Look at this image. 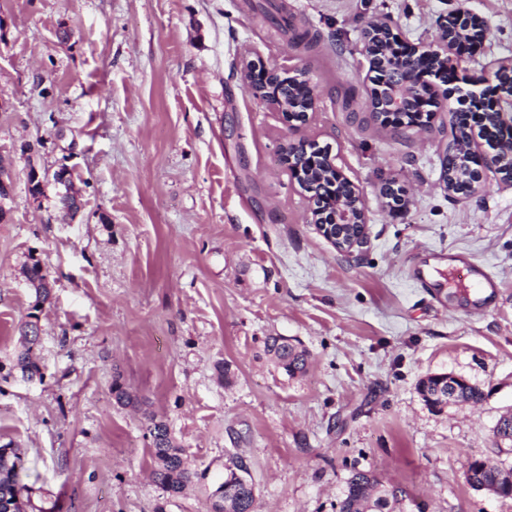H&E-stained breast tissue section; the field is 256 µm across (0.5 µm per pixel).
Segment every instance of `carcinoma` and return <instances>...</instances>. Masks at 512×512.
Here are the masks:
<instances>
[{
    "label": "carcinoma",
    "mask_w": 512,
    "mask_h": 512,
    "mask_svg": "<svg viewBox=\"0 0 512 512\" xmlns=\"http://www.w3.org/2000/svg\"><path fill=\"white\" fill-rule=\"evenodd\" d=\"M318 43V36L307 29L296 31L289 40L291 47L312 50ZM281 96L292 106L304 105L305 91L292 79L279 83ZM27 283L35 295V307L51 302V287L47 282L39 262L28 264L23 269ZM37 336L24 343L25 350L16 359V367L22 375L32 378L41 374V369L30 355L31 345ZM265 353L290 378L303 375L309 364V352L282 336H268L264 341ZM418 391L427 406L442 409L449 402L470 403L476 405L483 400V392L476 385H461L454 388L443 378L433 374L422 378ZM112 395L117 404L135 406L138 398L120 382L112 386ZM147 430L151 437L154 467L152 478L162 490L171 496L180 494L192 481V473L186 466L184 449L176 444L167 424L147 417ZM495 437L512 447V413L499 418ZM20 459L12 444L0 445V503L8 501L14 512H23V505L31 501V495L38 490L41 481L40 472L32 468L19 480L15 461ZM466 482L475 489L490 491L501 497H512V469L504 470L496 461L468 463L465 470ZM234 484V497L237 500L235 512H255V485L252 478L241 481L235 478L234 468H226L224 483ZM402 490L396 486L386 487L367 472H355L347 481V488L339 502V512H403Z\"/></svg>",
    "instance_id": "carcinoma-1"
}]
</instances>
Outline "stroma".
Listing matches in <instances>:
<instances>
[{
  "label": "stroma",
  "instance_id": "1",
  "mask_svg": "<svg viewBox=\"0 0 512 512\" xmlns=\"http://www.w3.org/2000/svg\"><path fill=\"white\" fill-rule=\"evenodd\" d=\"M249 2L0 0V155L12 161L0 203V445L41 472L60 512H211L238 457L256 512H338L356 471L423 512H512V498L464 477L475 458L512 469V447L493 434L512 410V183L490 169L478 194L448 193V113L406 138L367 105V24L385 15L404 40L429 44L457 0H276L319 32L311 54ZM468 7L489 35L484 55L459 62L466 76L512 58V0ZM257 59L316 84L306 133L363 192L359 256L312 223L280 158L282 116L243 80ZM62 167L82 195L73 218L54 186L29 192L30 170ZM389 181L406 189L402 211L383 197ZM459 251L499 282L483 307L443 260ZM33 260L53 294L38 312L22 274ZM33 313L43 376L29 381L14 360ZM269 335L311 352L304 376L269 360ZM442 372L484 400L430 409L417 384ZM116 380L138 407L115 402ZM149 414L195 475L180 495L151 477Z\"/></svg>",
  "mask_w": 512,
  "mask_h": 512
}]
</instances>
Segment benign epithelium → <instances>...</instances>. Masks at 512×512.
Here are the masks:
<instances>
[{
    "label": "benign epithelium",
    "mask_w": 512,
    "mask_h": 512,
    "mask_svg": "<svg viewBox=\"0 0 512 512\" xmlns=\"http://www.w3.org/2000/svg\"><path fill=\"white\" fill-rule=\"evenodd\" d=\"M386 34L389 44L397 41L394 27L388 17L373 20L364 30L363 44L370 38ZM488 38L484 23L469 13L459 10L440 25L438 44L408 45L391 51L389 58L393 67L388 71V87L385 94L368 97L371 111L379 114L384 124L398 135L426 131L439 110L436 91L431 96L421 95V86L431 87L430 78L445 82V98L459 94L463 102L479 107L469 113V123L477 125L468 138V188L470 194L478 193L484 170L493 167L502 170L504 159L499 148L482 149L485 142L483 125L493 115L503 123L504 133H512V59H498L482 67L480 75L464 82L461 77L448 75V68L458 69L457 61L476 56ZM294 77L308 80L301 70L269 67L260 60L245 64L244 81L255 96L266 106L280 112L291 136L280 145V156L292 181L306 193L308 210L318 232L336 250L348 257L363 247L367 238L365 204L362 191L351 182L336 164L331 153L320 149L317 140L295 137L310 119L309 112L316 104V91L306 102V109L295 110L279 97L277 82ZM300 152L309 160V166L295 164L294 153ZM331 182H342L349 190L348 197L329 199L317 193L316 187Z\"/></svg>",
    "instance_id": "obj_1"
}]
</instances>
